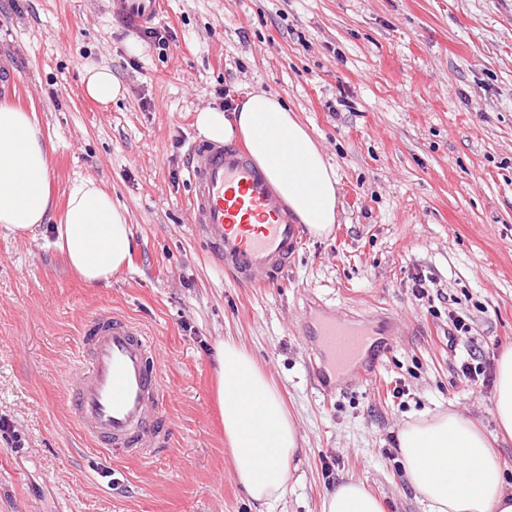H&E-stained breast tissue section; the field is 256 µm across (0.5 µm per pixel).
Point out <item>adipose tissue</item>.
I'll return each instance as SVG.
<instances>
[{
  "instance_id": "obj_1",
  "label": "adipose tissue",
  "mask_w": 512,
  "mask_h": 512,
  "mask_svg": "<svg viewBox=\"0 0 512 512\" xmlns=\"http://www.w3.org/2000/svg\"><path fill=\"white\" fill-rule=\"evenodd\" d=\"M196 127L215 143L243 141L309 233H331L337 217L336 171L279 95L253 92L227 112H198ZM52 147L35 113L0 104V227L32 233L51 223ZM54 247L90 287L110 286L130 261L127 211L96 180L74 183ZM224 435L248 497L265 506L280 499L302 438L274 381L235 339L213 349ZM494 415L512 438V350L497 362ZM397 444L409 486L427 512H512V485L495 461L490 437L453 411L407 423ZM321 512H385L363 482L347 479L327 492Z\"/></svg>"
}]
</instances>
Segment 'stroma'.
Segmentation results:
<instances>
[{
    "label": "stroma",
    "instance_id": "35a3bbf8",
    "mask_svg": "<svg viewBox=\"0 0 512 512\" xmlns=\"http://www.w3.org/2000/svg\"><path fill=\"white\" fill-rule=\"evenodd\" d=\"M159 56L104 0H0V100L35 112L54 147L64 207L92 178L123 204L130 263L86 286L53 233L0 228V512H257L232 465L211 347L242 343L280 388L303 439L266 512H321L346 478L385 512H426L402 475L396 435L441 410L497 432L495 376L512 338V0H167ZM120 94L87 97L86 65ZM280 94L336 170L337 220L306 237L270 285L228 278L189 222L187 154L197 112ZM431 282L412 292L415 276ZM384 324L379 374L314 383L306 325L323 311ZM109 312L154 342L169 387L165 436L147 460L101 453L62 386L87 318ZM469 337L449 341V314ZM402 388L393 396V388Z\"/></svg>",
    "mask_w": 512,
    "mask_h": 512
}]
</instances>
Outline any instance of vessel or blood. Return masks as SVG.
<instances>
[{
  "label": "vessel or blood",
  "mask_w": 512,
  "mask_h": 512,
  "mask_svg": "<svg viewBox=\"0 0 512 512\" xmlns=\"http://www.w3.org/2000/svg\"><path fill=\"white\" fill-rule=\"evenodd\" d=\"M165 0H106L111 16L138 31L161 15ZM190 222L204 234L219 265L238 284L278 281L300 252L303 233L265 174L236 145L192 146ZM312 333L330 359L333 375L361 364L376 329L339 316L317 321ZM85 365L65 384L71 413L91 441L146 459L159 449L156 417L168 386L152 357L153 343L135 324L106 313L89 319L82 333Z\"/></svg>",
  "instance_id": "obj_1"
}]
</instances>
